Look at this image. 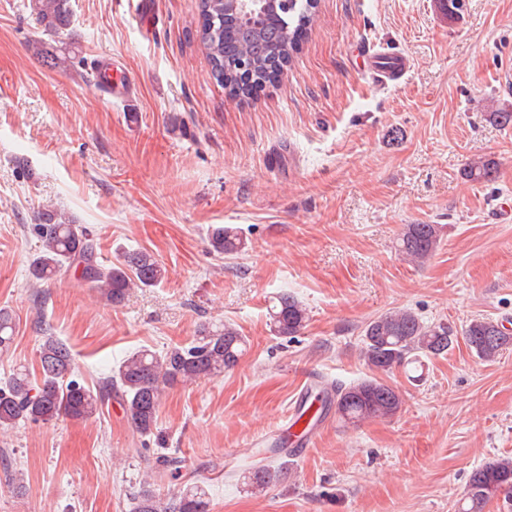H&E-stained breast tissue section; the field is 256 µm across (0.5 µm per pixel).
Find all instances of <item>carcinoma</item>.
I'll use <instances>...</instances> for the list:
<instances>
[{
  "label": "carcinoma",
  "instance_id": "1",
  "mask_svg": "<svg viewBox=\"0 0 512 512\" xmlns=\"http://www.w3.org/2000/svg\"><path fill=\"white\" fill-rule=\"evenodd\" d=\"M70 0H31L45 35L37 54L53 67L65 64L75 53L71 38ZM199 42L211 66L212 79L224 87L232 100L249 97L263 83L277 80L290 64L315 17L311 0H254L235 7L225 0H199ZM498 164L487 158L470 161L463 175L473 181L492 182ZM35 230L39 252L30 264L33 280H53L64 270L80 271L79 279L96 290L110 306L121 305L133 288H150L162 283L165 266L146 250H127L109 266L95 260L96 244L79 224L66 220L56 209L44 207L38 213ZM442 239L439 224H407L401 233L398 251L422 266L436 253ZM214 251L234 255L246 242L230 225L211 229ZM309 320L304 304L293 294L281 291L272 298L269 327L278 337H294ZM11 313L0 308V351L13 340ZM468 346L478 358L494 361L512 348V331L503 322L476 318L465 327ZM364 356L381 372L408 366L420 359L448 353L454 343L453 330L445 323H427L410 309L387 312L363 329ZM247 340L233 326H204L187 346H178L158 355L146 349L127 355L106 380L92 389L75 378L70 347L53 336L44 337L39 350L40 378L19 370L0 387V426L20 421L48 423L60 417L86 421L99 414L105 401L116 396L133 429L141 437L154 433L157 413L167 389L186 386L206 377L232 370L246 351ZM321 408L335 407L342 421L357 425L377 418H391L402 407L401 394L376 379H366L348 387L333 385L322 390ZM161 472L177 476L182 460L162 454L157 457ZM284 467L261 464L252 467L250 485L262 490L280 481ZM501 499L512 503V458L503 457L475 468L468 480L459 512H483L486 503ZM206 492L190 486L167 501L152 490L140 491L136 512H208Z\"/></svg>",
  "mask_w": 512,
  "mask_h": 512
}]
</instances>
